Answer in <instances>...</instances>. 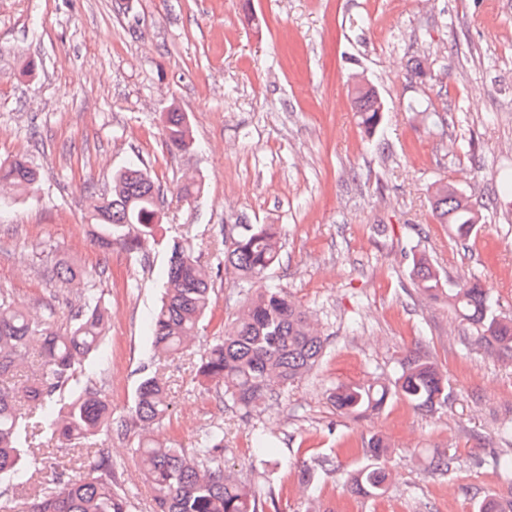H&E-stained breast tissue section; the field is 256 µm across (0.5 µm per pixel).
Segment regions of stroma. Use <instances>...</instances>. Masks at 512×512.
Wrapping results in <instances>:
<instances>
[{
	"instance_id": "35a3bbf8",
	"label": "stroma",
	"mask_w": 512,
	"mask_h": 512,
	"mask_svg": "<svg viewBox=\"0 0 512 512\" xmlns=\"http://www.w3.org/2000/svg\"><path fill=\"white\" fill-rule=\"evenodd\" d=\"M361 81L385 107L371 139L351 100ZM419 100L442 122L413 111ZM173 108L187 116L191 152L166 146ZM16 156L41 180L0 208V291L61 324L79 288L50 267L100 270L108 362L94 382L112 404V432L79 450L53 447L29 486L1 481L0 512L101 455L135 512H152L128 424L153 371L172 403L154 437L190 449L223 426L225 464L274 488L277 512H476L485 495L512 499L486 463L497 428L512 420V355L477 345L409 277L413 253L426 252L443 274L478 276L512 317V195L499 186L512 170V0H0V160ZM136 157L159 179L167 213L145 263L118 247L102 252L86 218L87 187L104 189ZM190 177L202 191L188 205L177 192ZM442 179L478 202L482 227L468 245L432 217L429 192ZM237 221L283 227L273 278L329 338L317 370L250 414L195 376L238 307L230 276L215 279L213 316L184 354L157 359L147 327L160 301L162 237L183 236L212 267ZM415 354L447 374V406L394 400L353 419L329 402L332 386L394 377ZM260 432L271 440L264 463L251 451ZM373 435L391 446L390 489L350 495L345 481L366 465L361 448ZM439 454L454 456L451 475L432 473ZM312 456L331 462L314 489L295 475Z\"/></svg>"
}]
</instances>
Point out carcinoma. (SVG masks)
I'll use <instances>...</instances> for the list:
<instances>
[{
	"instance_id": "obj_1",
	"label": "carcinoma",
	"mask_w": 512,
	"mask_h": 512,
	"mask_svg": "<svg viewBox=\"0 0 512 512\" xmlns=\"http://www.w3.org/2000/svg\"><path fill=\"white\" fill-rule=\"evenodd\" d=\"M353 107L359 126L373 136L384 118V105L372 87H357ZM165 143L171 151L191 147L185 113L165 115ZM38 172L26 160L0 161V187L12 195L34 189ZM88 212L99 249L119 247L132 256L155 240L164 218V192L144 165L130 162L112 175V189L98 194L87 189ZM437 222L448 225L454 237L467 243L477 231L478 211L471 196L448 193L439 184L431 196ZM237 232L224 242V262L216 272L205 269L179 236L165 242L167 269L161 280V306L149 326L158 355L187 350L212 311L213 276L230 273L237 281L241 305L235 326L200 355L197 376L224 389L222 403L251 413L281 401L288 385L310 374L327 353V337L311 316L290 295L287 287L273 283L266 293L252 297L248 282L271 274L280 263L282 228L275 224H236ZM61 283L85 281L88 273L60 263L51 269ZM410 276L418 292L448 302L461 322L472 328L489 347L512 353V318L501 315L499 304L476 276L450 279L425 255L412 256ZM107 329V310L94 289H85L82 302L69 315L65 328L52 317L31 321L25 310L0 293V379L14 376L35 349L40 357L32 376L12 389L0 388V479L37 471L46 458L36 453L51 441L79 444L112 430V410L87 377L69 399L57 397L68 382L85 370L84 362L101 347ZM448 379L430 360L413 355L400 362L396 376L367 385H341L330 389L328 399L336 410L360 416L382 408L392 398L414 408L433 411L448 404ZM46 408L34 417L22 411L21 402ZM171 415L164 383L157 375L140 381L131 413L137 434V465L152 490L154 512H264L265 494L243 481L224 465V427L206 429L192 451L177 442H159L145 432ZM387 451L375 436L364 448L370 463L358 469L350 482L352 495L381 498L388 490V474L380 464ZM328 461L315 459L298 470L302 483L313 481ZM499 480L512 485V447L497 451L492 461ZM132 497L118 488L112 461L100 457L82 474L68 479L56 492L39 491L21 512H131Z\"/></svg>"
}]
</instances>
